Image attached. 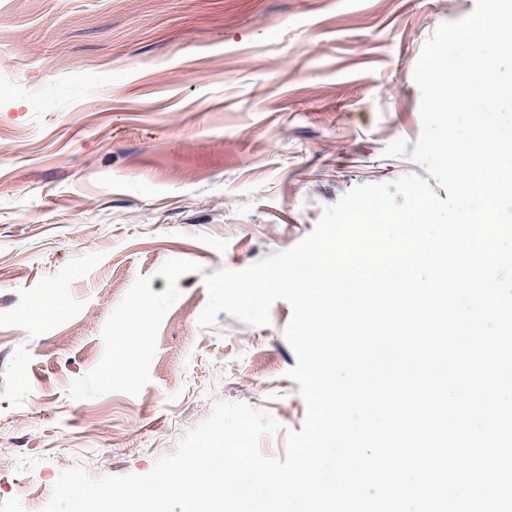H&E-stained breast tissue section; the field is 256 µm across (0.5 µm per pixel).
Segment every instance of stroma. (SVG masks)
Here are the masks:
<instances>
[{"label": "stroma", "mask_w": 512, "mask_h": 512, "mask_svg": "<svg viewBox=\"0 0 512 512\" xmlns=\"http://www.w3.org/2000/svg\"><path fill=\"white\" fill-rule=\"evenodd\" d=\"M474 6L0 0V512H42L75 464L149 473L216 400L301 430L290 304L203 329L205 278L291 249L356 186L425 175L383 150L416 143L424 44ZM146 306L143 302H138L133 305L130 314V327L126 336H120L119 339L123 340L129 354L136 351L140 339V327L146 315Z\"/></svg>", "instance_id": "stroma-1"}]
</instances>
